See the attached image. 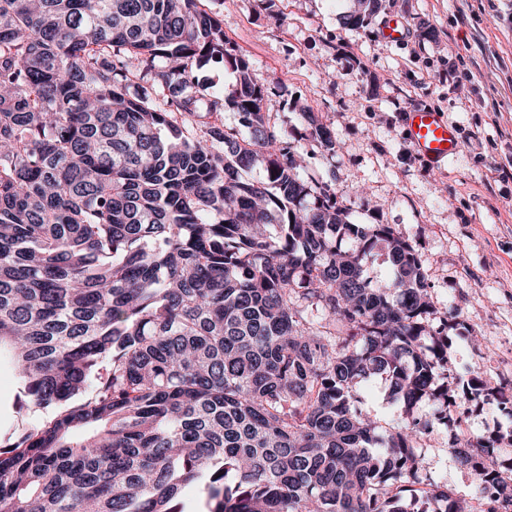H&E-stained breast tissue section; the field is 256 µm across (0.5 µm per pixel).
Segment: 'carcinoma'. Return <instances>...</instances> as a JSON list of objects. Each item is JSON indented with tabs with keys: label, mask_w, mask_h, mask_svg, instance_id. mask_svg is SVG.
I'll return each mask as SVG.
<instances>
[{
	"label": "carcinoma",
	"mask_w": 512,
	"mask_h": 512,
	"mask_svg": "<svg viewBox=\"0 0 512 512\" xmlns=\"http://www.w3.org/2000/svg\"><path fill=\"white\" fill-rule=\"evenodd\" d=\"M204 2L0 0V348L52 409L0 447V512H185L189 485L203 512H512L501 438L459 451L465 507L418 452L460 396L512 417V387L457 378L415 246L304 178ZM358 2L352 29L383 0ZM207 65L237 79L203 107ZM379 374L394 427L359 407ZM364 273L374 282L385 281L390 277L391 269L384 251L373 252L365 264Z\"/></svg>",
	"instance_id": "1"
}]
</instances>
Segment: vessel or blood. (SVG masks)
I'll return each mask as SVG.
<instances>
[{
  "label": "vessel or blood",
  "instance_id": "1",
  "mask_svg": "<svg viewBox=\"0 0 512 512\" xmlns=\"http://www.w3.org/2000/svg\"><path fill=\"white\" fill-rule=\"evenodd\" d=\"M403 125L414 151L430 166L445 167L463 149L457 128L433 109L417 107L405 112Z\"/></svg>",
  "mask_w": 512,
  "mask_h": 512
}]
</instances>
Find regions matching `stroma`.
Returning <instances> with one entry per match:
<instances>
[{
    "mask_svg": "<svg viewBox=\"0 0 512 512\" xmlns=\"http://www.w3.org/2000/svg\"><path fill=\"white\" fill-rule=\"evenodd\" d=\"M350 0H210L224 37L252 63L257 82L277 80L264 110L298 127L305 102L335 134L328 153L311 141L304 177L328 183L367 224H388L412 241L440 311L455 316L448 355L458 376L480 368L490 387L512 385V0H386L353 30ZM402 18L406 41H382L384 16ZM416 106L462 131L464 150L444 169L425 165L403 134ZM480 337L479 349L457 338ZM14 367L0 362V446L46 420L21 409ZM465 433L500 435L512 458V419L494 405L460 400ZM438 426L424 439L428 471L471 496L476 479Z\"/></svg>",
    "mask_w": 512,
    "mask_h": 512,
    "instance_id": "stroma-1",
    "label": "stroma"
}]
</instances>
